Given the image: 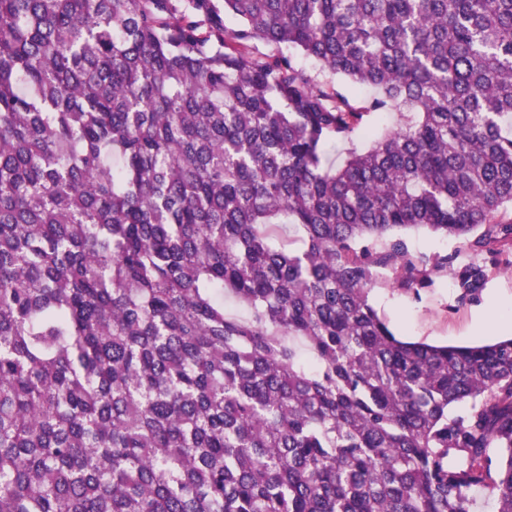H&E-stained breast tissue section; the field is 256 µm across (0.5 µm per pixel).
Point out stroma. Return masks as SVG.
Here are the masks:
<instances>
[{
    "instance_id": "obj_1",
    "label": "stroma",
    "mask_w": 512,
    "mask_h": 512,
    "mask_svg": "<svg viewBox=\"0 0 512 512\" xmlns=\"http://www.w3.org/2000/svg\"><path fill=\"white\" fill-rule=\"evenodd\" d=\"M411 252L448 256L446 276L418 291H406L379 283L369 299L398 336L436 345L466 346L512 336V321L494 329L483 325V308L488 299L512 302V271L489 254L470 248L464 241L435 235L421 229L406 236ZM477 263L488 276L476 298L459 300L457 274L468 264Z\"/></svg>"
}]
</instances>
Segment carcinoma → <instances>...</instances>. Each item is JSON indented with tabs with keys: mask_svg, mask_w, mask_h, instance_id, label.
Segmentation results:
<instances>
[{
	"mask_svg": "<svg viewBox=\"0 0 512 512\" xmlns=\"http://www.w3.org/2000/svg\"><path fill=\"white\" fill-rule=\"evenodd\" d=\"M507 116L512 0H0V512H512V338L368 299L512 263ZM411 252L448 255L447 275L414 291L390 288L384 283L372 287L369 299L398 336L436 345L466 346L487 343L512 336V318L495 329L483 326V308L490 298L512 303V271L506 264L485 252L470 248L463 240L445 238L428 230L409 232ZM485 266L488 276L476 298L459 301L457 274L468 264Z\"/></svg>",
	"mask_w": 512,
	"mask_h": 512,
	"instance_id": "obj_1",
	"label": "carcinoma"
}]
</instances>
